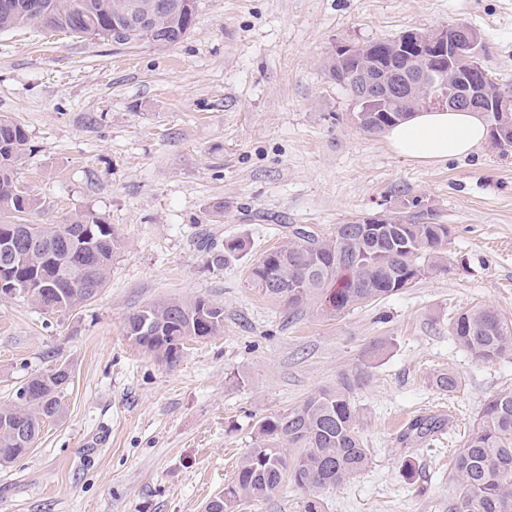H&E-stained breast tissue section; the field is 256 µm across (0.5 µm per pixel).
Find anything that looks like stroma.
<instances>
[{
    "label": "stroma",
    "mask_w": 512,
    "mask_h": 512,
    "mask_svg": "<svg viewBox=\"0 0 512 512\" xmlns=\"http://www.w3.org/2000/svg\"><path fill=\"white\" fill-rule=\"evenodd\" d=\"M179 44L117 45L64 32H0V114L31 152L17 183L35 224L90 212L122 247L107 285L71 311L0 299V406L34 374L66 365L61 417L0 467V512H201L223 491L257 423L342 378L369 466L320 494L321 512H448V463L484 402L512 388V356L475 362L448 331L475 305L512 319V152L422 163L351 120L324 66L342 43L481 30L483 66L512 84V0H197ZM447 225L454 267L338 316L296 315L248 288L250 265L293 228L399 212L405 199ZM238 238L222 268L204 247ZM466 268H457L458 259ZM224 307V330L189 341L173 366L124 334L163 298ZM437 371L459 375L437 391ZM448 417L431 439L399 438L419 414ZM418 468L403 473L405 457Z\"/></svg>",
    "instance_id": "stroma-1"
}]
</instances>
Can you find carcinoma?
Instances as JSON below:
<instances>
[{
  "instance_id": "cac0c4a2",
  "label": "carcinoma",
  "mask_w": 512,
  "mask_h": 512,
  "mask_svg": "<svg viewBox=\"0 0 512 512\" xmlns=\"http://www.w3.org/2000/svg\"><path fill=\"white\" fill-rule=\"evenodd\" d=\"M27 0H0V31L21 27L62 31L82 38L118 45L152 42L149 29L131 28L112 34V17L137 16L155 0H41V14L28 13ZM170 9L158 15L154 28L167 45L180 43L196 18V0H168ZM480 34L467 23L448 25V52L418 46L413 32L396 38L360 44L372 63V72L390 82L407 81L426 69L435 80L454 73L459 87L475 83L488 89L492 106L512 114V85L504 84L485 67L456 69L450 54L465 41L464 32ZM336 83L354 93L353 75L339 73L336 53L326 58ZM411 100L396 96L377 112L371 135L393 125L390 116L408 109ZM25 128L0 115V236L16 225L31 230L29 239L16 241L15 250L0 251V280L12 296L27 298L46 313L77 308L105 288L120 239L112 225L91 213L70 217L65 224H31L36 202L19 189L15 169L26 154ZM422 201L402 204L404 223L387 224L385 231L360 235L355 224H338L332 236L298 227L286 244L262 254L249 269L247 287L291 311L311 304L329 314H340L412 287L419 279L448 270V225L423 223ZM244 249L231 239L224 250L209 254L208 263L224 266L226 256ZM454 339L477 362L512 355V321L489 306L458 313ZM224 330V306L202 296L168 298L142 307L129 317L127 338L169 364L177 363L186 342L215 336ZM70 379L60 365L27 380L30 397L0 407V466L23 458L32 448L43 423L63 412L62 399ZM430 382L441 392L453 393L460 378L453 372H435ZM352 382L322 389L282 414L264 417L258 437L243 457L234 479L205 506V512H236L244 501L270 497L286 480L309 492L304 512H319V493L364 471L370 463L358 429L359 411L351 398ZM443 420L434 415L416 417L404 435L422 440L439 431ZM451 480L455 485V512H512V389L492 395L458 449Z\"/></svg>"
}]
</instances>
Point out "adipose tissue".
Returning <instances> with one entry per match:
<instances>
[{"label": "adipose tissue", "mask_w": 512, "mask_h": 512, "mask_svg": "<svg viewBox=\"0 0 512 512\" xmlns=\"http://www.w3.org/2000/svg\"><path fill=\"white\" fill-rule=\"evenodd\" d=\"M487 136L486 119L480 113L462 110L417 112L386 132L396 154L427 162L470 155Z\"/></svg>", "instance_id": "1"}]
</instances>
